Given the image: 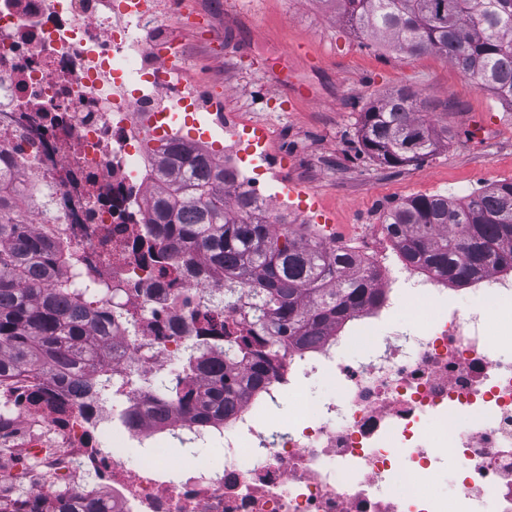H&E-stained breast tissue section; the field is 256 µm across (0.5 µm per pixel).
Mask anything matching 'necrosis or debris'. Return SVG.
I'll list each match as a JSON object with an SVG mask.
<instances>
[{
	"instance_id": "1",
	"label": "necrosis or debris",
	"mask_w": 512,
	"mask_h": 512,
	"mask_svg": "<svg viewBox=\"0 0 512 512\" xmlns=\"http://www.w3.org/2000/svg\"><path fill=\"white\" fill-rule=\"evenodd\" d=\"M156 15L154 0H0V163L10 190L31 194L23 211L35 232L53 225L74 256L60 278L76 287L108 281L118 297H93L98 309L120 302L141 318L138 334L112 332L103 368L112 400L86 394L58 404L15 400L0 417L22 432L9 477L49 491L50 474L75 462L94 472L90 493L111 488L114 512H471L492 496L512 512V361L488 335L493 305L512 302V273L492 271L474 284L486 306L462 312L445 280L423 276L402 260L381 225L360 218L355 251L377 273L380 304L365 306L309 348L281 350L279 367L231 414L198 424L177 410L158 415V400L123 377L167 369L186 352L192 317L212 304L221 283L194 255L190 273L157 277L136 243H150L143 202L149 163L160 140L151 118L191 121L208 111L201 87L174 92L161 56L170 45L141 39ZM256 126L224 119L220 154L239 168L250 156L247 184L276 213L280 201L259 194L270 167L254 142ZM437 308L426 323L397 319L413 289ZM359 336L377 337L366 357L349 354ZM330 376L334 397L305 405L293 425L269 417L283 397L302 395L313 378ZM147 448L168 437L191 445L222 442L220 459L190 454L177 467L150 456L125 463L111 436ZM452 454L461 479L453 497L416 484L439 456Z\"/></svg>"
}]
</instances>
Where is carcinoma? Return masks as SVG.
Instances as JSON below:
<instances>
[{"label": "carcinoma", "mask_w": 512, "mask_h": 512, "mask_svg": "<svg viewBox=\"0 0 512 512\" xmlns=\"http://www.w3.org/2000/svg\"><path fill=\"white\" fill-rule=\"evenodd\" d=\"M350 25L410 55L435 53L512 109V0H337ZM410 87L371 102L362 114L361 142L373 160L398 167L435 155L442 132L420 118ZM238 174L211 152L181 139L154 151L146 200L157 246L147 256L163 278L179 277L177 259L193 250L224 281L213 308L197 316V334L180 363L182 378L155 391L164 405L193 420L214 407L231 409L243 382H258L275 367L283 341L311 343L380 295L374 274L355 254L323 245L312 230L267 222ZM16 200L0 194V397L32 403L52 390L85 392L82 370L101 358L93 331L107 336L122 305L91 307L89 296H110L107 282L69 288L57 267L70 259L47 228L35 235L13 215ZM401 256L457 285L491 270L512 269V181L494 183L471 198L417 195L385 218ZM254 304L243 324L224 322L238 310L241 290ZM197 372L212 374L201 392ZM0 512H112L104 499L77 490L36 496L21 491L0 499Z\"/></svg>", "instance_id": "carcinoma-1"}]
</instances>
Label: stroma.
Listing matches in <instances>:
<instances>
[{"label": "stroma", "instance_id": "35a3bbf8", "mask_svg": "<svg viewBox=\"0 0 512 512\" xmlns=\"http://www.w3.org/2000/svg\"><path fill=\"white\" fill-rule=\"evenodd\" d=\"M157 31L180 49V78L204 85L220 112L268 130L271 162L287 159L288 219L319 206L344 241L358 213L415 195L461 198L512 179V110L449 61L408 56L355 32L333 0H179ZM418 91L423 117L447 132L430 159L389 168L362 150L361 112L399 88Z\"/></svg>", "mask_w": 512, "mask_h": 512}]
</instances>
